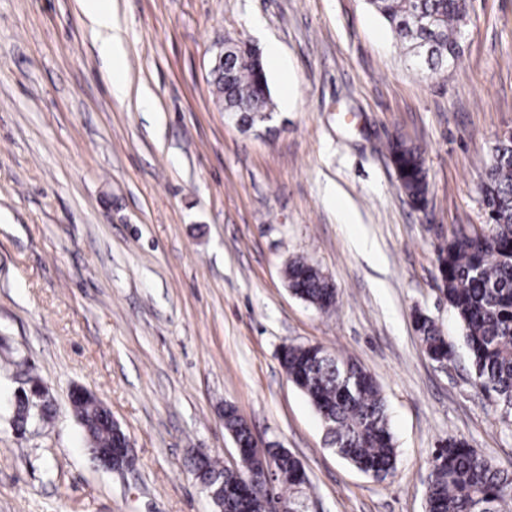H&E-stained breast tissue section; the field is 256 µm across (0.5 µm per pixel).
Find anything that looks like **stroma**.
I'll list each match as a JSON object with an SVG mask.
<instances>
[{
  "mask_svg": "<svg viewBox=\"0 0 512 512\" xmlns=\"http://www.w3.org/2000/svg\"><path fill=\"white\" fill-rule=\"evenodd\" d=\"M128 94L116 98L77 0H0V512H213L198 451L235 466L233 406L299 458L309 512H425L439 441L463 438L512 474V421L474 383L436 248L485 221L480 184L512 130V0H472L464 53L414 66L366 0H112ZM277 47L268 130L215 102L216 42ZM148 94L151 111L139 104ZM423 151L424 208L400 189L393 136ZM338 187L347 219L327 193ZM369 251L356 252L354 236ZM332 281L323 313L287 260ZM456 354L423 352L416 311ZM318 345L375 377L397 458L363 474L324 443L283 345ZM53 404L25 434L13 392ZM98 397L129 437L130 471L93 461L70 404ZM284 275L290 292L310 306L322 312L335 306V288L315 265L303 259H292L286 264Z\"/></svg>",
  "mask_w": 512,
  "mask_h": 512,
  "instance_id": "obj_1",
  "label": "stroma"
}]
</instances>
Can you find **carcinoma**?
Listing matches in <instances>:
<instances>
[{"label": "carcinoma", "instance_id": "1", "mask_svg": "<svg viewBox=\"0 0 512 512\" xmlns=\"http://www.w3.org/2000/svg\"><path fill=\"white\" fill-rule=\"evenodd\" d=\"M397 38L408 45L414 63L433 73L448 71L463 53L460 19L467 0H368ZM224 112L242 127L272 118L267 73L258 53L224 60V75L215 80ZM400 188L415 206L427 202L428 180L420 149L402 138L389 144ZM486 210L485 230L457 225L437 248L441 291L463 330L475 374L485 399L512 414V142L494 144L481 184ZM290 292L327 312L337 293L327 276L303 259L284 269ZM415 327L424 352L436 362L450 359L453 345L433 319L419 312ZM281 364L310 400L323 425L326 443L360 471L386 477L395 471L396 448L387 410L374 376L361 364L332 355L320 346L286 345ZM37 376L14 394L12 424L25 433L34 420L51 417V404ZM74 416L94 460L125 442L112 414L90 395L71 398ZM224 428L238 444L239 463L226 469L208 454L193 463L196 480L205 487L214 512H260L259 490L267 503L302 507L308 483L300 460L285 448L260 454L252 432L230 405L224 407ZM426 512H512V475L463 439L450 438L436 448L425 480Z\"/></svg>", "mask_w": 512, "mask_h": 512}]
</instances>
